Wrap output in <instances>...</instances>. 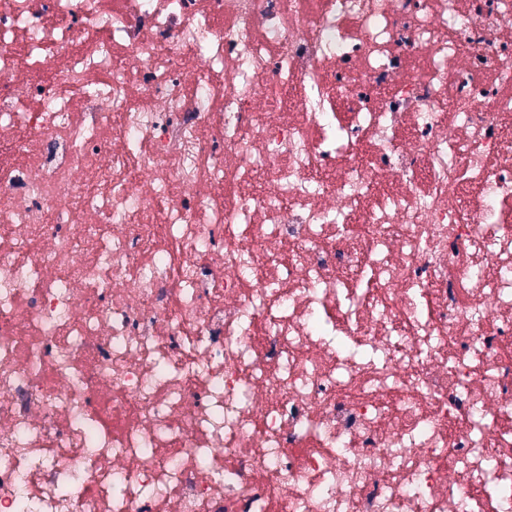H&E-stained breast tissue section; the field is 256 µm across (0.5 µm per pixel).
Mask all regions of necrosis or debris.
Segmentation results:
<instances>
[{"mask_svg": "<svg viewBox=\"0 0 512 512\" xmlns=\"http://www.w3.org/2000/svg\"><path fill=\"white\" fill-rule=\"evenodd\" d=\"M0 512H512V0H0Z\"/></svg>", "mask_w": 512, "mask_h": 512, "instance_id": "1", "label": "necrosis or debris"}]
</instances>
